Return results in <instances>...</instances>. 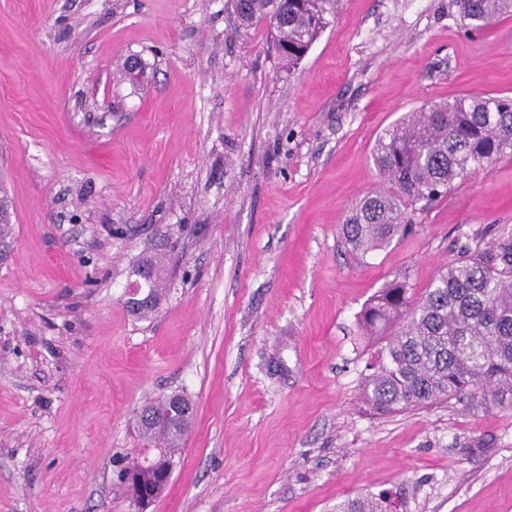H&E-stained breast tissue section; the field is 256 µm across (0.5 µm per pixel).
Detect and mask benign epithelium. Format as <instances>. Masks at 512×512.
Instances as JSON below:
<instances>
[{
	"mask_svg": "<svg viewBox=\"0 0 512 512\" xmlns=\"http://www.w3.org/2000/svg\"><path fill=\"white\" fill-rule=\"evenodd\" d=\"M173 470L174 459L161 448L143 453L138 462L127 469L124 483L136 512H147L153 500L169 488Z\"/></svg>",
	"mask_w": 512,
	"mask_h": 512,
	"instance_id": "benign-epithelium-1",
	"label": "benign epithelium"
}]
</instances>
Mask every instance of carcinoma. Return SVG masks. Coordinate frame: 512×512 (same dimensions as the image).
I'll return each mask as SVG.
<instances>
[{"mask_svg":"<svg viewBox=\"0 0 512 512\" xmlns=\"http://www.w3.org/2000/svg\"><path fill=\"white\" fill-rule=\"evenodd\" d=\"M341 0H233L242 25L268 23L282 61L293 66L336 15ZM460 20L482 29L512 7V0H456ZM512 152V99L464 95L434 103L380 135L373 153L386 188L367 193L348 210L341 234L349 252L364 258L411 230L406 211L447 195L448 185L470 168ZM13 224L8 197L0 196V258L10 250ZM150 269L145 312L162 295L163 268ZM358 326L380 341L368 366L360 401L389 415L440 400L479 398L512 408V245L487 246L451 261L419 295L393 281L363 306ZM195 414L185 395L164 396L138 415L141 433L170 457L182 449ZM388 492L336 503V512H397Z\"/></svg>","mask_w":512,"mask_h":512,"instance_id":"carcinoma-1","label":"carcinoma"}]
</instances>
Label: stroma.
<instances>
[{
  "label": "stroma",
  "instance_id": "obj_1",
  "mask_svg": "<svg viewBox=\"0 0 512 512\" xmlns=\"http://www.w3.org/2000/svg\"><path fill=\"white\" fill-rule=\"evenodd\" d=\"M232 0H0V512H134L117 478L141 407L195 416L148 512H512V411L379 417L365 302L512 243V153L455 179L363 260L341 226L382 183L379 135L423 105L512 95V15L455 0H342L294 67ZM135 72H127V65ZM163 261L153 313L125 304ZM460 20L469 29H482L512 6L511 0H456ZM13 242V224L7 195L0 196V258L10 250ZM398 500L388 492L348 499L336 504V512H397ZM401 504V503H399Z\"/></svg>",
  "mask_w": 512,
  "mask_h": 512
}]
</instances>
